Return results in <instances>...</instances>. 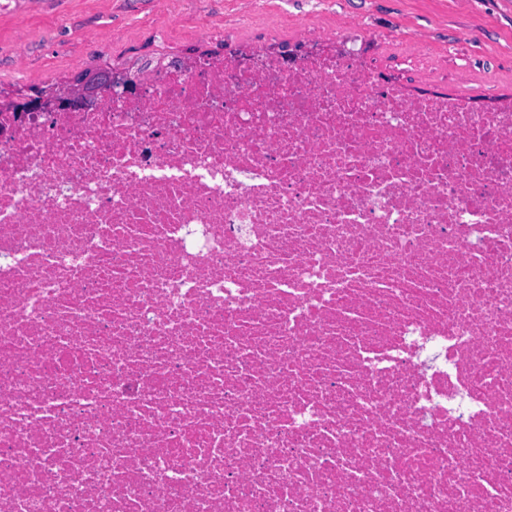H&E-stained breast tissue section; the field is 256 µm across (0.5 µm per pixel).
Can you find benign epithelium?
<instances>
[{
  "label": "benign epithelium",
  "mask_w": 512,
  "mask_h": 512,
  "mask_svg": "<svg viewBox=\"0 0 512 512\" xmlns=\"http://www.w3.org/2000/svg\"><path fill=\"white\" fill-rule=\"evenodd\" d=\"M142 86L137 77L114 76L106 70L86 72L49 94L39 90L33 92L24 98V104L38 112H54L59 108L86 111L95 107L99 99L106 95L131 97L139 94Z\"/></svg>",
  "instance_id": "7a95c632"
}]
</instances>
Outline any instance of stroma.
Instances as JSON below:
<instances>
[{
    "instance_id": "35a3bbf8",
    "label": "stroma",
    "mask_w": 512,
    "mask_h": 512,
    "mask_svg": "<svg viewBox=\"0 0 512 512\" xmlns=\"http://www.w3.org/2000/svg\"><path fill=\"white\" fill-rule=\"evenodd\" d=\"M304 36L343 41L414 93L512 96V0H0V102Z\"/></svg>"
}]
</instances>
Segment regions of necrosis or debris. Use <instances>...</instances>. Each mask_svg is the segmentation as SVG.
<instances>
[{
    "mask_svg": "<svg viewBox=\"0 0 512 512\" xmlns=\"http://www.w3.org/2000/svg\"><path fill=\"white\" fill-rule=\"evenodd\" d=\"M144 80L0 113V512H512V99Z\"/></svg>",
    "mask_w": 512,
    "mask_h": 512,
    "instance_id": "obj_1",
    "label": "necrosis or debris"
}]
</instances>
